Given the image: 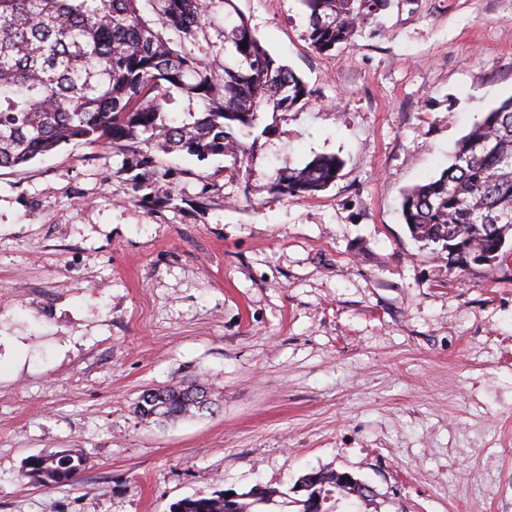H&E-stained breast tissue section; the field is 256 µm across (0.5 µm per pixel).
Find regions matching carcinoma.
I'll return each instance as SVG.
<instances>
[{
	"label": "carcinoma",
	"mask_w": 512,
	"mask_h": 512,
	"mask_svg": "<svg viewBox=\"0 0 512 512\" xmlns=\"http://www.w3.org/2000/svg\"><path fill=\"white\" fill-rule=\"evenodd\" d=\"M0 0V169L16 168L72 142L165 153L203 161L223 156L238 166L271 127L266 114L291 112L311 96L302 79L274 57L224 3V73L213 76L203 59L173 48L169 30L194 39L206 27L208 0ZM307 36L318 51L349 43L387 8L389 0H301ZM247 48H242V45ZM201 103L182 121L170 117L172 91ZM340 171L334 156L277 172L274 191L313 196ZM402 216L412 237L434 246L448 267L470 255H491L493 269L512 256V97L484 113L458 143L454 162L439 178L403 195ZM202 384L179 382L143 390L137 411L146 420L174 422L211 409ZM87 456L74 449L35 458L23 477L45 488L74 482ZM302 512L334 495L336 471L305 474ZM170 512H250L224 503L223 493H199Z\"/></svg>",
	"instance_id": "obj_1"
}]
</instances>
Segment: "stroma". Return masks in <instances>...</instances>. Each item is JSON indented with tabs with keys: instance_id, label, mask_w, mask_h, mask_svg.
Returning <instances> with one entry per match:
<instances>
[{
	"instance_id": "35a3bbf8",
	"label": "stroma",
	"mask_w": 512,
	"mask_h": 512,
	"mask_svg": "<svg viewBox=\"0 0 512 512\" xmlns=\"http://www.w3.org/2000/svg\"><path fill=\"white\" fill-rule=\"evenodd\" d=\"M312 92L267 116L252 164L71 143L0 171V512H169L333 469L358 512H512V258L449 270L403 194L512 96V0H389L315 50L299 0H234ZM174 47L224 66V8ZM319 155L313 197L271 190ZM201 380L211 410L142 420ZM79 449L73 483L24 478ZM206 397L204 403L201 398ZM212 401L206 387L193 382H179L172 385L143 390L137 404V411L143 419L159 422H174L211 409Z\"/></svg>"
}]
</instances>
